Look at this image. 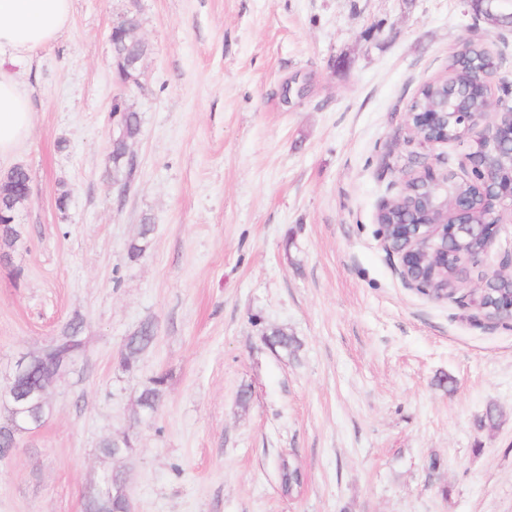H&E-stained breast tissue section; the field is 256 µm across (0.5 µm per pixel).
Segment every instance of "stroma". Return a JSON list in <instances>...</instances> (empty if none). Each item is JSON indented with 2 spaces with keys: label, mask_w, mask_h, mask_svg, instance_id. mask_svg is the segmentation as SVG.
<instances>
[{
  "label": "stroma",
  "mask_w": 512,
  "mask_h": 512,
  "mask_svg": "<svg viewBox=\"0 0 512 512\" xmlns=\"http://www.w3.org/2000/svg\"><path fill=\"white\" fill-rule=\"evenodd\" d=\"M130 12L148 52L124 90L110 32ZM470 39L504 97L512 30L466 0H73L16 72L34 127L0 169L25 168L31 196L0 258V385L72 319L86 351L0 458V512H82L111 469L133 512H512V324L405 287L378 236L402 169L464 159L409 140L405 114ZM119 97L141 120L122 192ZM146 322L156 341L125 370ZM161 373V407L137 419ZM126 434L132 455L101 453ZM154 339V329L150 323L143 324L136 332L127 336L120 353L122 367L129 370L140 352L149 348Z\"/></svg>",
  "instance_id": "obj_1"
}]
</instances>
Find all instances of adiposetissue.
I'll return each mask as SVG.
<instances>
[{"label": "adipose tissue", "mask_w": 512, "mask_h": 512, "mask_svg": "<svg viewBox=\"0 0 512 512\" xmlns=\"http://www.w3.org/2000/svg\"><path fill=\"white\" fill-rule=\"evenodd\" d=\"M73 0H0V158L30 137L34 113L15 68L55 41L72 19Z\"/></svg>", "instance_id": "1"}]
</instances>
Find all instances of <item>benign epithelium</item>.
<instances>
[{
    "label": "benign epithelium",
    "mask_w": 512,
    "mask_h": 512,
    "mask_svg": "<svg viewBox=\"0 0 512 512\" xmlns=\"http://www.w3.org/2000/svg\"><path fill=\"white\" fill-rule=\"evenodd\" d=\"M463 133L448 130L446 112H408L406 130L413 134L417 131H441L438 138L417 136L421 147H433L439 143L456 142L466 150L464 155L467 173L474 176L477 196L484 211V220L474 223L470 220L473 199L460 197L443 216L429 222L422 212L412 213V217L400 224L381 225V236L386 250L396 256L397 271L403 283L420 293H425L426 285L416 274L419 253L435 255L439 267L446 269L448 263L454 264V271L461 277H470L471 270L478 267L488 256L489 250L505 224H512V175L505 178L496 165V159L502 153L512 154V137L504 140L500 134L502 123L512 125V107L499 112L470 113L459 112ZM465 235L475 239L479 247L470 255L451 252L452 244L458 237ZM506 277L512 281V252L504 253L499 268L491 273L477 275L471 294V304L477 311L476 318L486 324H512V293L498 302L497 315L486 314L479 290L485 287V280L491 277ZM32 355L24 354L15 362L9 382L0 386V397L10 398L16 405L23 407L32 398L49 399L50 391L56 381L51 376L43 383L23 389L18 381L27 377L30 371Z\"/></svg>",
    "instance_id": "7a95c632"
}]
</instances>
